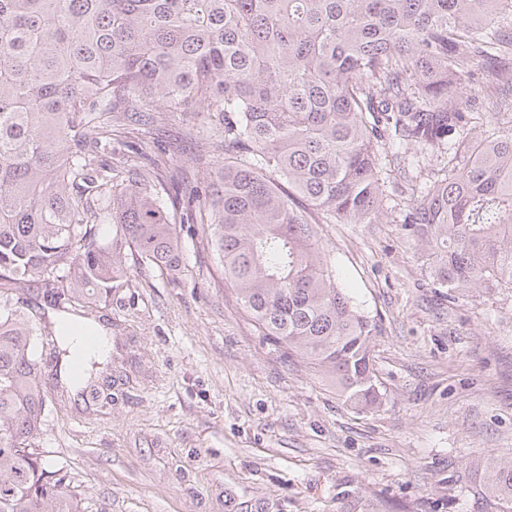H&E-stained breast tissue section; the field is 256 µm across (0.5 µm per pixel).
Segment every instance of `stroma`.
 <instances>
[{
	"label": "stroma",
	"instance_id": "stroma-1",
	"mask_svg": "<svg viewBox=\"0 0 512 512\" xmlns=\"http://www.w3.org/2000/svg\"><path fill=\"white\" fill-rule=\"evenodd\" d=\"M190 126L217 136L190 112L141 142L185 195L224 165ZM400 220L319 227L337 286L377 324L378 408L281 359L185 235L181 273L134 265L112 291L111 403L50 394L33 448L84 512H487L471 486L488 455L512 458V290L436 287Z\"/></svg>",
	"mask_w": 512,
	"mask_h": 512
}]
</instances>
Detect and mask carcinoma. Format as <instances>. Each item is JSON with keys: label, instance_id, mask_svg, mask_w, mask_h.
Instances as JSON below:
<instances>
[{"label": "carcinoma", "instance_id": "carcinoma-1", "mask_svg": "<svg viewBox=\"0 0 512 512\" xmlns=\"http://www.w3.org/2000/svg\"><path fill=\"white\" fill-rule=\"evenodd\" d=\"M468 84L499 98L480 137ZM508 91L512 0H0V512H82L30 448L47 409L39 349L53 389L112 401L110 384L61 380L67 350L15 296L39 285L63 327L111 331L99 309L129 259L182 271L178 212L281 357L379 407L376 324L336 286L318 225L380 223L392 182L436 285L512 288ZM173 112L224 129L219 189L189 202L132 125ZM116 130L128 155L103 163ZM474 485L512 512V461L484 459Z\"/></svg>", "mask_w": 512, "mask_h": 512}]
</instances>
